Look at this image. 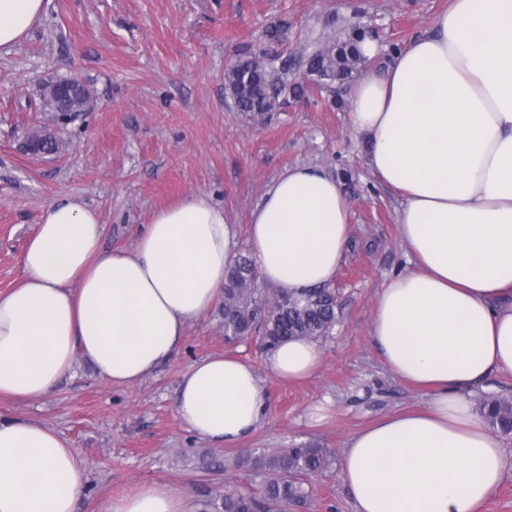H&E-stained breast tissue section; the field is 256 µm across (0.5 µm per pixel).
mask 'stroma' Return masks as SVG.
I'll return each mask as SVG.
<instances>
[{
  "instance_id": "stroma-1",
  "label": "stroma",
  "mask_w": 512,
  "mask_h": 512,
  "mask_svg": "<svg viewBox=\"0 0 512 512\" xmlns=\"http://www.w3.org/2000/svg\"><path fill=\"white\" fill-rule=\"evenodd\" d=\"M448 0H46L40 22L0 56V292L22 276L21 255L48 206L76 199L101 219L103 249L129 248L155 211L196 195L223 206L235 254H250L252 210L282 172L310 166L334 177L352 213L348 248L331 283L339 320L318 339L323 354L310 378H278L255 336L228 344L217 310L188 324L180 352L141 381L116 385L91 362L45 396L0 398V414L36 421L65 437L83 460L88 486L76 512L153 483L188 489L194 503L212 491L252 489V451L309 440L330 448L335 465L314 475L310 505L290 512H353L337 463L350 438L398 411L422 407L424 392L384 364L370 337L374 296L408 270L400 240L399 196L367 163L350 127L349 90L287 95L261 117L236 112L224 73L251 49L300 59L304 47L352 23L373 28L383 67L395 48L426 35ZM286 23L271 43V23ZM75 78L92 91L85 112L56 120L35 111L40 85ZM57 129L61 152L27 153L33 126ZM235 356L256 369L265 393L261 426L236 445L189 431L176 415L181 374L196 360Z\"/></svg>"
}]
</instances>
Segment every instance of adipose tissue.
Masks as SVG:
<instances>
[{
    "label": "adipose tissue",
    "mask_w": 512,
    "mask_h": 512,
    "mask_svg": "<svg viewBox=\"0 0 512 512\" xmlns=\"http://www.w3.org/2000/svg\"><path fill=\"white\" fill-rule=\"evenodd\" d=\"M44 10L45 0H0V54ZM349 121L375 176L402 199L412 263L377 291L370 334L385 365L428 399L356 433L341 478L354 512H475L512 464L470 400L491 373H512V0H452L427 36L366 73ZM350 232L339 182L308 166L272 182L248 229L264 282L291 292L334 279ZM101 235L80 201L42 212L19 283L0 294V397L44 396L80 355L109 383L138 382L223 298L235 246L223 207L184 197L157 210L130 250L102 251ZM267 361L303 379L322 352L292 339ZM264 404L251 363L214 355L182 373L176 414L233 445L257 429ZM87 481L66 439L0 415V512H75ZM102 512L195 510L188 493L151 484Z\"/></svg>",
    "instance_id": "1"
}]
</instances>
